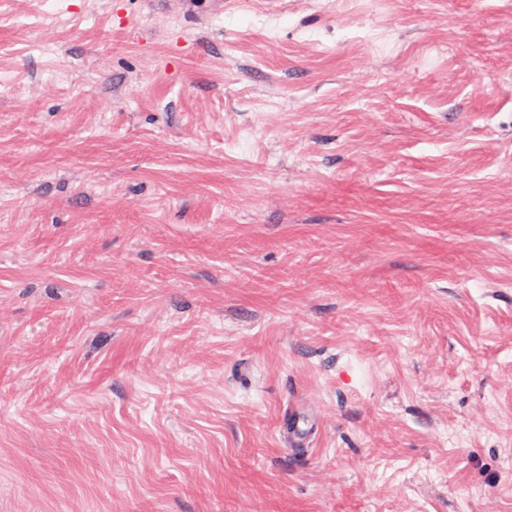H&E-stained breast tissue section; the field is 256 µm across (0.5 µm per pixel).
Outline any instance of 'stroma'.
I'll list each match as a JSON object with an SVG mask.
<instances>
[{
  "label": "stroma",
  "mask_w": 512,
  "mask_h": 512,
  "mask_svg": "<svg viewBox=\"0 0 512 512\" xmlns=\"http://www.w3.org/2000/svg\"><path fill=\"white\" fill-rule=\"evenodd\" d=\"M0 512H512V0H0ZM305 424L304 416L294 412L288 415V419H284L281 422L279 431L281 436L288 441V445L297 448L305 443L306 435L304 434L305 428L303 427Z\"/></svg>",
  "instance_id": "obj_1"
}]
</instances>
